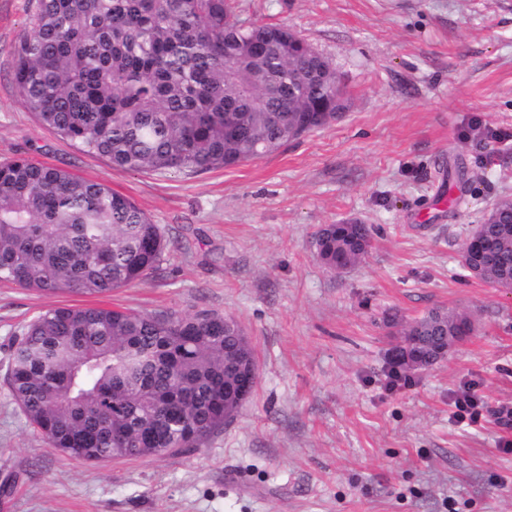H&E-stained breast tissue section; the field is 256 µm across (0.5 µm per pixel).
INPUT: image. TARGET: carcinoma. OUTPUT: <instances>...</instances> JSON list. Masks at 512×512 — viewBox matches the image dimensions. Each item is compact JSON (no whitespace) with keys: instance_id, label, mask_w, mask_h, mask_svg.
<instances>
[{"instance_id":"1","label":"carcinoma","mask_w":512,"mask_h":512,"mask_svg":"<svg viewBox=\"0 0 512 512\" xmlns=\"http://www.w3.org/2000/svg\"><path fill=\"white\" fill-rule=\"evenodd\" d=\"M230 0H36L14 46L19 103L83 152L134 172L197 173L279 150L336 119V71L288 49L286 26L238 19ZM497 261L480 274L512 289V226L490 223ZM372 227L327 224L328 268L368 253ZM168 246L160 227L104 183L19 157L0 163V281L103 296L143 280ZM434 309L395 350L471 328ZM241 324L219 313L48 308L12 344L8 388L57 452L87 462L190 447L233 420L256 381Z\"/></svg>"}]
</instances>
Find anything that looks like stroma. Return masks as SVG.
<instances>
[{"label": "stroma", "mask_w": 512, "mask_h": 512, "mask_svg": "<svg viewBox=\"0 0 512 512\" xmlns=\"http://www.w3.org/2000/svg\"><path fill=\"white\" fill-rule=\"evenodd\" d=\"M284 24L347 91L329 124L279 151L199 173L125 172L39 126L12 50L35 0H0V160L27 156L126 195L165 230L142 281L99 305L237 319L256 353L238 415L172 455L87 463L55 452L11 399V344L41 311L85 305L0 283V512H512V291L460 247L512 194V0H234ZM467 192L448 202V176ZM371 225L366 258L322 265L325 224ZM433 309L473 333L392 382L402 329ZM474 396L478 423L456 422Z\"/></svg>", "instance_id": "35a3bbf8"}]
</instances>
